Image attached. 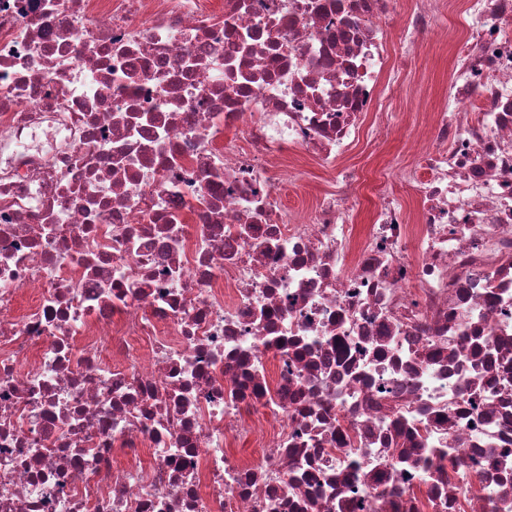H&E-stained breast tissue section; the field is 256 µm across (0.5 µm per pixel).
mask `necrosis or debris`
I'll return each mask as SVG.
<instances>
[{
  "label": "necrosis or debris",
  "instance_id": "necrosis-or-debris-1",
  "mask_svg": "<svg viewBox=\"0 0 512 512\" xmlns=\"http://www.w3.org/2000/svg\"><path fill=\"white\" fill-rule=\"evenodd\" d=\"M451 7L0 0V512H512V0L345 165ZM458 37V27L453 15L448 16V30L443 38L427 37L420 48L417 72L410 84L398 90L391 103L392 134L387 143L370 155V149L360 142L352 151L349 164L355 166L365 178H373L382 168L389 170L402 164L406 158L405 143L413 119V112H431L442 100L448 82V45ZM424 97L426 108L417 111L412 104ZM325 185V176L315 165H309L308 174L301 184L288 185L280 193L288 205L305 207Z\"/></svg>",
  "mask_w": 512,
  "mask_h": 512
}]
</instances>
